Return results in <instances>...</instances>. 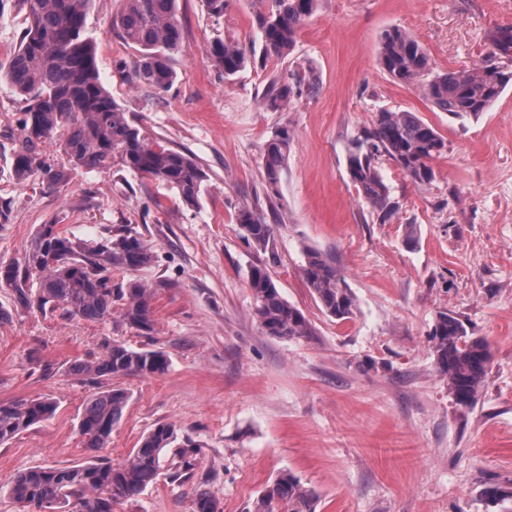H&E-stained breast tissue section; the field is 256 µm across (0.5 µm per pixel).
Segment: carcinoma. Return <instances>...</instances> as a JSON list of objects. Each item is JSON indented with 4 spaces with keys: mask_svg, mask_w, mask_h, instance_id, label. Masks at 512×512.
Returning a JSON list of instances; mask_svg holds the SVG:
<instances>
[{
    "mask_svg": "<svg viewBox=\"0 0 512 512\" xmlns=\"http://www.w3.org/2000/svg\"><path fill=\"white\" fill-rule=\"evenodd\" d=\"M320 2L268 0L256 18L263 53L276 58L292 54L298 32L318 12ZM20 3L28 24L7 76L25 106L20 136L10 152V175L22 181L38 177L50 187L64 182L66 168L46 161L44 145L55 138L77 167L103 169L117 157L129 170L176 190L186 205L199 206L206 180L203 169L191 155L148 141L100 81L95 46L85 30L93 0ZM176 3L124 0L119 17L124 38L140 50L133 78L157 95L172 86L175 73L170 61L183 44ZM490 41L492 48L481 65L434 73L426 48L395 27L381 37L378 63L397 83L421 86L434 108L455 119H477L512 80L508 69L512 27L496 29ZM208 55L226 77L241 71L250 59L245 47L223 40L211 43ZM318 89L319 79L311 69L292 74L289 81L276 78L267 89L263 107L284 112L294 98ZM291 138L290 129L282 126L264 147L269 198L280 197ZM445 149L441 134L414 113L381 110L352 142L347 172L366 207L385 222L399 214L400 204L383 175V162L395 163L414 183L426 185L434 179L430 161ZM235 220L247 240L260 248L269 247L273 226L256 207H239ZM153 260L151 247L136 232L122 230L98 241H85L48 222L38 226L23 262L0 265V288L12 291L16 308L93 322L112 318L113 306L118 304L119 322L148 336L154 331L150 289L135 281L117 286L112 283V270L136 271ZM301 274L322 312L340 321L354 314L355 297L333 261L308 249ZM249 288L254 316L266 334L286 339L315 335L303 311L281 296L266 267H252ZM430 342L437 370L447 379L456 404L474 405L490 362L488 342L469 333L464 323L448 312L437 317ZM168 367L169 359L160 350L135 349L114 341L102 343L99 352L74 364L71 371L75 376L108 380L163 374ZM128 401V392L118 386L99 391L88 400L78 427L85 447L95 450L107 445ZM56 409V401L49 398L0 402V444L51 417ZM176 440L174 426L160 423L118 464L95 458L68 467L31 468L15 477L10 495L22 507L21 512L55 508L112 512V502L139 496L157 482L163 470L173 482L193 478L201 445L189 436L179 444ZM316 501L313 490L288 473L258 497L252 512H315ZM194 508L195 512H220L218 501L207 491L197 494Z\"/></svg>",
    "mask_w": 512,
    "mask_h": 512,
    "instance_id": "1",
    "label": "carcinoma"
}]
</instances>
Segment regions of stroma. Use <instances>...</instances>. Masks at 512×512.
Returning <instances> with one entry per match:
<instances>
[{"mask_svg":"<svg viewBox=\"0 0 512 512\" xmlns=\"http://www.w3.org/2000/svg\"><path fill=\"white\" fill-rule=\"evenodd\" d=\"M257 0H229L213 21L204 0H178L184 29L163 97L128 80L139 57L115 24L123 0H94L86 29L99 77L151 140L186 150L207 174L199 207L120 163L69 167L57 142L45 154L68 166L66 183L9 176L10 132L24 106L4 73L26 26L18 0H0V265L23 261L40 224L94 240L128 228L154 260L116 270L114 283L150 288L155 330L142 336L117 319L86 321L14 309L0 288V402L52 398L55 414L0 445V512H19L14 476L91 457L78 433L97 385L71 367L106 340L164 351L160 375H130L120 423L101 456L122 462L154 425L173 424L202 446L191 480L159 477L112 512H194L209 491L223 512H249L284 472L318 496L316 512H512V83L476 120L433 108L421 87L395 83L378 63L383 33L398 27L428 50L434 71L483 60L491 33L512 26V0H322L300 30L293 54L254 56L224 77L209 44L259 42ZM312 68L319 90L269 112L271 78ZM415 113L445 138L432 183L415 184L392 162L383 174L401 204L379 222L346 172L351 142L376 112ZM288 127L279 199L267 200L262 154ZM273 226L268 249L248 242L235 221L242 204ZM336 262L357 307L350 319L325 315L301 278L304 248ZM266 265L280 293L316 334L266 335L253 313L251 266ZM460 318L491 348L474 406L457 405L436 368L429 335L439 313ZM495 483L508 499L492 505Z\"/></svg>","mask_w":512,"mask_h":512,"instance_id":"stroma-1","label":"stroma"}]
</instances>
